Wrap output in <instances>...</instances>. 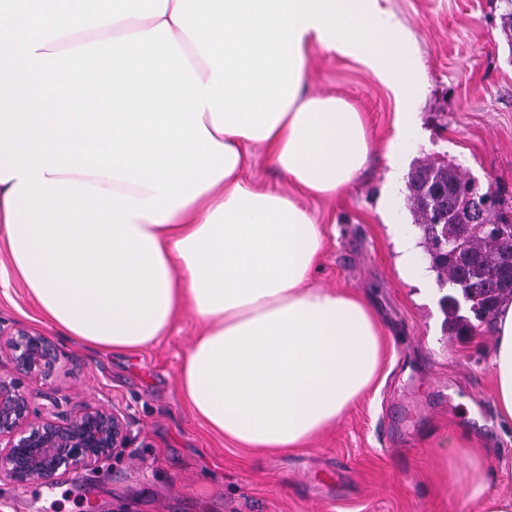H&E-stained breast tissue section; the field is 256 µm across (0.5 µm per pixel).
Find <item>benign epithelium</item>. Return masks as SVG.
I'll return each mask as SVG.
<instances>
[{"label":"benign epithelium","instance_id":"7a95c632","mask_svg":"<svg viewBox=\"0 0 512 512\" xmlns=\"http://www.w3.org/2000/svg\"><path fill=\"white\" fill-rule=\"evenodd\" d=\"M489 205L472 190L454 207L466 217ZM61 361L50 337L22 324L0 321V481L25 488L58 472L98 465L127 447L125 415L79 401L64 413L33 406L21 378L48 383Z\"/></svg>","mask_w":512,"mask_h":512}]
</instances>
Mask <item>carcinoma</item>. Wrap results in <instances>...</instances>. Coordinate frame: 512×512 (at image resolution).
<instances>
[{
    "label": "carcinoma",
    "instance_id": "obj_1",
    "mask_svg": "<svg viewBox=\"0 0 512 512\" xmlns=\"http://www.w3.org/2000/svg\"><path fill=\"white\" fill-rule=\"evenodd\" d=\"M472 181L459 167L436 160L419 162L408 174L407 201L414 224L423 233L430 268L440 280H446L469 302V315L459 314L460 302L453 294L442 297L448 332L455 336L490 322L500 303L512 298V275L507 263L512 258V229L494 233L485 224L512 225V204L497 192L485 195L494 205L478 217V224L467 228L461 224L452 202L455 196L470 191ZM456 244V250L443 252L439 243Z\"/></svg>",
    "mask_w": 512,
    "mask_h": 512
}]
</instances>
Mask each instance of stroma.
I'll return each mask as SVG.
<instances>
[{
    "label": "stroma",
    "mask_w": 512,
    "mask_h": 512,
    "mask_svg": "<svg viewBox=\"0 0 512 512\" xmlns=\"http://www.w3.org/2000/svg\"><path fill=\"white\" fill-rule=\"evenodd\" d=\"M418 39L428 71L422 137L389 157L392 93L361 64L317 51L309 87L361 112L370 154L343 196L308 206L326 226L316 285L367 296L386 326L385 379L309 447L256 458L212 434L183 402L180 367L199 330L184 314L155 346L127 356L86 348L44 322L0 246V320L42 331L63 369L51 383L23 381L39 409L85 400L123 412L127 448L84 470L96 512H482L462 484H443L442 461L466 470L464 437L487 448L486 495L512 496V439L496 424L490 365L493 324L448 335L438 295L421 299L399 273L377 209L391 165L425 157L459 165L480 190L512 203V49L502 0H389ZM72 473L23 489L0 483V512H85Z\"/></svg>",
    "instance_id": "stroma-1"
}]
</instances>
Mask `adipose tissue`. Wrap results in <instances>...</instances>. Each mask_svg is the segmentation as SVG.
Masks as SVG:
<instances>
[{
	"instance_id": "ef3b65f1",
	"label": "adipose tissue",
	"mask_w": 512,
	"mask_h": 512,
	"mask_svg": "<svg viewBox=\"0 0 512 512\" xmlns=\"http://www.w3.org/2000/svg\"><path fill=\"white\" fill-rule=\"evenodd\" d=\"M364 15L380 49L350 45L355 61L382 81L399 103L389 153H400L418 131L419 106L427 71L411 35L385 0H341ZM163 16L123 20L76 31L49 41L58 53L88 43L152 31ZM340 43L320 39L315 28L300 38L302 66L295 96L267 138L250 139L214 131L211 113L202 121L217 143L237 155L228 175L185 205L172 206L167 219L129 220L132 230L158 249L165 313L135 320L127 311H107L98 295L61 285L38 262L24 201L13 190L19 175L0 151V241L12 274L28 290L43 317L64 336L84 346L116 353L144 351L166 336L186 313L201 323L180 368V387L191 414L217 436L265 456L307 447L380 377L385 327L367 299L357 293L312 283L324 253L323 225L298 194L330 197L349 188L363 168L369 143L361 116L343 99L308 87L314 51L335 52ZM294 187L283 193L253 185L245 176L254 148ZM383 223L401 244L405 279L428 286L417 243L406 229L396 194L383 197ZM491 356L494 403L503 431L512 430V301L495 318ZM461 475L469 500L487 512H512V497L487 499L482 448L467 449Z\"/></svg>"
}]
</instances>
